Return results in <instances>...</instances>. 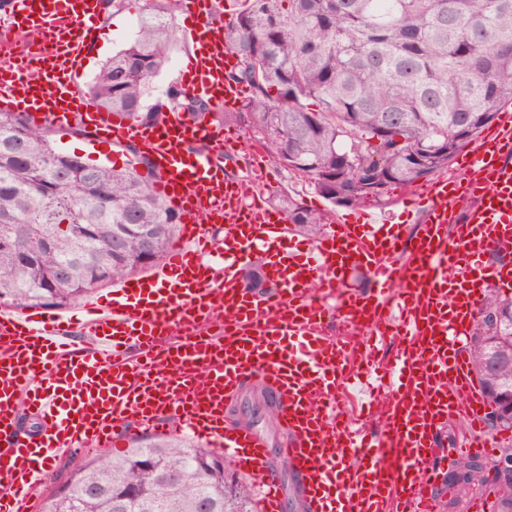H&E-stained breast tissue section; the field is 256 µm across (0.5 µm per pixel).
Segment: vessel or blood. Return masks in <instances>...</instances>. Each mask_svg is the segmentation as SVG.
<instances>
[{"instance_id": "vessel-or-blood-1", "label": "vessel or blood", "mask_w": 512, "mask_h": 512, "mask_svg": "<svg viewBox=\"0 0 512 512\" xmlns=\"http://www.w3.org/2000/svg\"><path fill=\"white\" fill-rule=\"evenodd\" d=\"M181 7L196 24L188 90L237 103L242 86L224 78L236 57L221 0ZM100 12L101 0H8L0 109L140 143L157 189L186 219L183 240L152 274L84 303L83 320L0 307V512H32L56 451L103 447L173 414L179 431L214 442L256 479L260 512H283L267 442L225 409L253 381L275 401L304 512H436L448 458L440 429L463 418L462 452L493 447L463 343L486 286L512 279V112L462 152L457 176L410 192L406 213L422 217L415 236L364 210L337 217L305 249L287 248L286 218L251 201L266 176L262 152L250 179L231 180L216 160L228 140L213 124L178 111L136 123L82 95L74 76ZM210 223L223 224L222 240ZM259 253L269 289L254 294L240 271ZM492 253L501 262L487 263ZM355 268L371 274L366 292L345 286ZM387 335L400 347L374 361ZM23 407L43 421L40 434L17 433Z\"/></svg>"}]
</instances>
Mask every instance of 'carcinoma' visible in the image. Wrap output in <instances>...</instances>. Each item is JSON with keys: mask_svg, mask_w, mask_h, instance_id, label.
<instances>
[{"mask_svg": "<svg viewBox=\"0 0 512 512\" xmlns=\"http://www.w3.org/2000/svg\"><path fill=\"white\" fill-rule=\"evenodd\" d=\"M175 16L148 0L135 38L115 52L89 87L100 108L161 123L178 110L249 129L274 166L293 171L334 206H386L391 190L429 180L475 141L512 102V0H249L227 25L238 59L227 80L249 87L236 112L176 84L146 104L149 84L168 65ZM51 128L0 112V238L38 248L34 261L0 247V305L64 308L95 290L161 264L181 214L157 192L155 175L132 163L67 171L56 165ZM288 222L309 237L328 216L285 195ZM479 309L501 314L512 337V296L488 291ZM502 344L476 322L469 349L487 404L512 391L485 372ZM253 427L277 409L254 387ZM150 455L156 467L141 466ZM482 461L461 496L483 492ZM493 512H512V481L497 488ZM41 512H255L252 485L234 480L224 453L178 434L132 439L120 457L106 450L74 468L43 499Z\"/></svg>", "mask_w": 512, "mask_h": 512, "instance_id": "1", "label": "carcinoma"}]
</instances>
